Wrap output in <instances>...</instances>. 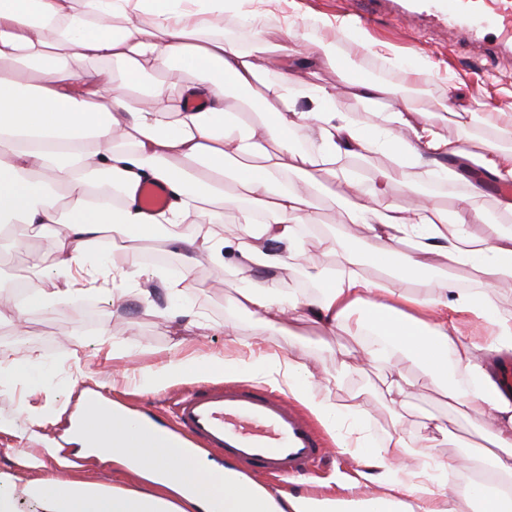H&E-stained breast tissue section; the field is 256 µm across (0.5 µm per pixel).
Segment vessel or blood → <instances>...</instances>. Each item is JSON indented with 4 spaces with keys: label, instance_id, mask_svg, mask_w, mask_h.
Listing matches in <instances>:
<instances>
[{
    "label": "vessel or blood",
    "instance_id": "b4317fda",
    "mask_svg": "<svg viewBox=\"0 0 512 512\" xmlns=\"http://www.w3.org/2000/svg\"><path fill=\"white\" fill-rule=\"evenodd\" d=\"M354 28L379 21L425 18L430 26L466 35L476 47L512 51V0H348ZM168 185L145 182L136 195L146 212L167 206ZM175 430L185 435L186 457L224 452L243 472L290 480L314 473L324 441L287 398L254 384L201 385L172 405Z\"/></svg>",
    "mask_w": 512,
    "mask_h": 512
}]
</instances>
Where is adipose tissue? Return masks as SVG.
Here are the masks:
<instances>
[{
	"instance_id": "adipose-tissue-1",
	"label": "adipose tissue",
	"mask_w": 512,
	"mask_h": 512,
	"mask_svg": "<svg viewBox=\"0 0 512 512\" xmlns=\"http://www.w3.org/2000/svg\"><path fill=\"white\" fill-rule=\"evenodd\" d=\"M224 0H0V223L27 224L48 231L56 254L58 288L18 300L19 311L57 307L76 298L73 269L98 253L105 229L140 236L158 224H192L187 235L167 238L182 258L168 284L172 296L199 253L211 261L234 257L237 267L269 271V278L244 286L238 303L250 317L276 325L303 312L329 331L363 339L358 368L385 364L392 350H405L421 371L444 384L449 405L487 414L491 445L483 449L490 470L512 480V401L500 398L480 363L481 353L512 348V319L498 316L488 293L464 292L447 278L429 281L425 295L396 288L389 280H367L353 253L329 237L326 250L339 254L332 269L312 265L306 276L319 291L305 298L285 293L276 270L303 263L307 238L301 228L318 221L313 199L327 194L325 175L340 158L386 152L392 164L365 189L350 179L337 206L350 223L364 225L373 261L407 243L405 270L422 271L429 257L469 266L493 287L512 285V230L476 239L466 226L472 211L460 209L452 223L439 220L421 197L418 170L444 158L469 162L500 180L512 179V150L499 146L512 133V114L488 123L482 138L468 126L456 137L433 124L411 122L406 90L371 79L352 81L354 95L379 107L378 121L364 128L337 111L335 90L307 87L309 111L297 108L298 81L292 70L296 49L266 40L263 20L252 23V51L224 35ZM284 63L277 80L268 61ZM193 70L182 81L181 70ZM313 141L298 148L301 133ZM170 186L171 200L157 213L135 202L146 180ZM398 185L415 200L407 212L391 204L370 206L368 194H387ZM218 199L241 226L224 239L203 211ZM470 313L492 330L464 340L456 320ZM460 371L476 377L474 388L448 381V356ZM256 375L277 374L290 392L325 425L335 427L338 409L328 395H315L311 370L299 355L287 363L256 367ZM82 444L96 443L107 456L147 480L144 488L42 477L18 485L0 479V512H14L16 494L34 500L40 512H306L299 497L277 499L222 466L186 463L160 440L133 432L125 413L86 412ZM411 440L394 433L379 448H354L365 478L379 488L364 512H459L446 493L436 464L438 435Z\"/></svg>"
}]
</instances>
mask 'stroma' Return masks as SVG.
I'll return each mask as SVG.
<instances>
[{
    "label": "stroma",
    "mask_w": 512,
    "mask_h": 512,
    "mask_svg": "<svg viewBox=\"0 0 512 512\" xmlns=\"http://www.w3.org/2000/svg\"><path fill=\"white\" fill-rule=\"evenodd\" d=\"M266 22L270 39H283L293 32L298 46L314 44L320 38L336 41L335 65L311 63L300 66L295 74L303 84L333 87L340 73L356 80L371 76L373 68L385 69L386 84L406 85L411 72H424L426 96L413 105V120L428 119L448 137H455L461 124L473 132H482L494 112H512V59L487 60L473 53L469 45L451 44L427 23L417 27L381 23L360 34H348L344 23V0H237L233 10L225 12L224 27L241 49L251 50L249 25L252 17ZM457 105V112L442 111L443 102ZM449 173L443 179V192L433 201L442 216L450 218L462 207L475 211L468 225L475 238L484 237L490 225L512 229V209L495 194L496 179L480 168L461 169L458 161L444 160ZM463 177H456V170ZM481 184L483 193L472 197L471 184ZM323 230L333 232L340 244L355 252L358 270L367 279L381 276L365 245L363 225L342 221L331 199L318 201ZM40 257V268H33L32 257ZM55 256L44 234L24 233L13 239H0V279H25L37 288L50 290L58 282L53 267ZM137 273L128 283L126 302L112 306L100 299L95 331L84 329L80 305L54 308L35 307L13 318L0 321V361L5 364L32 365L34 373L24 384L0 385V473L29 479L65 473L66 477L103 484L134 487L138 478L118 474L116 466L97 458H82L81 467H64L70 457H82L74 441L70 424L85 408V394L98 392L106 405L140 417H152L156 424L168 420L166 409L171 400L194 384L224 380L223 371L214 368L219 359L244 358L250 363H267L272 356L299 354L314 366L315 393L329 394L332 401L346 409L366 403L368 413L359 422L348 442L361 439L373 445L386 443L394 432L415 439L424 435L425 423L435 419L451 421L452 434L441 439L437 457L449 465L446 491L459 500V472L451 464L467 448L488 445L490 437L483 420L474 412L448 404L439 384L422 373L402 352L393 351L383 366L350 371L341 376H325L324 368L349 361L359 346L343 330L328 331L304 316L288 323L269 326L245 314H236L235 301L242 281L263 280L260 271L226 275L223 265L200 258L181 288L191 302L195 317L172 320L155 315L158 307H168L173 298L165 290L159 274L161 265L136 264ZM439 275L450 276L465 291H489L496 312L512 317V290H489L485 277L465 267L439 268ZM235 318L233 335H225L224 321ZM190 357L198 368L190 375L158 381L146 389L140 386L139 371L154 370L173 359ZM400 372L414 381L416 389L404 401L391 404L380 396L382 380L389 372ZM39 421H32V414ZM330 453L323 477L280 486L268 481L271 489H286L290 494H313L337 512H359L364 497L373 494L360 476L356 460L336 448V435L321 429ZM37 458L38 468L23 464L24 455Z\"/></svg>",
    "instance_id": "35a3bbf8"
}]
</instances>
